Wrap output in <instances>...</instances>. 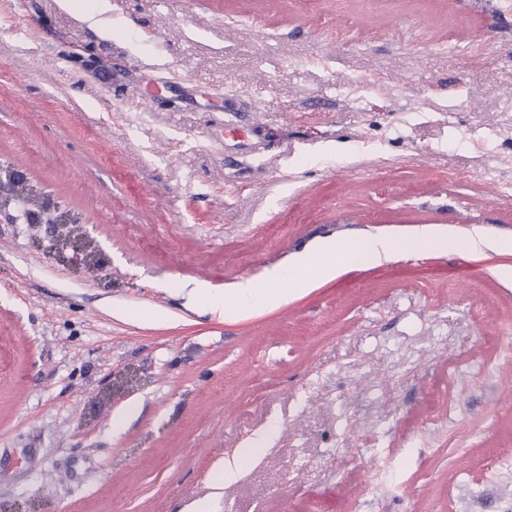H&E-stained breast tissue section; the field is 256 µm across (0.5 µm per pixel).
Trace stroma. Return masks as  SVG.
<instances>
[{
	"label": "stroma",
	"instance_id": "stroma-1",
	"mask_svg": "<svg viewBox=\"0 0 512 512\" xmlns=\"http://www.w3.org/2000/svg\"><path fill=\"white\" fill-rule=\"evenodd\" d=\"M109 2L0 0V161L117 281L0 217V512H512V251L215 311L327 241L512 239V0ZM73 220L71 211L62 208L54 196L49 194L45 196L38 210L28 211L26 214V222L29 224H51L52 227L55 224H60L61 236L53 233L48 236L47 240L37 239L35 243L43 255L62 264L74 273H80V270L85 268V262L90 263L86 241L88 235L80 228L71 239L64 240L62 237L69 234L70 227L61 223H71ZM78 258L82 260L79 265L77 264ZM264 441V437L258 438L249 447L239 448L234 456L225 459L224 465H221L215 472L217 480L223 484L235 481L242 469L260 454Z\"/></svg>",
	"mask_w": 512,
	"mask_h": 512
}]
</instances>
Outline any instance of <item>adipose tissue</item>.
I'll return each mask as SVG.
<instances>
[{
	"instance_id": "ef3b65f1",
	"label": "adipose tissue",
	"mask_w": 512,
	"mask_h": 512,
	"mask_svg": "<svg viewBox=\"0 0 512 512\" xmlns=\"http://www.w3.org/2000/svg\"><path fill=\"white\" fill-rule=\"evenodd\" d=\"M463 248L477 254L486 251L512 249V242L489 235L484 228H473L463 241L422 234L412 239L376 238L354 241L342 248L328 246L318 254L303 257L298 263L296 275L290 279L287 288H272L268 296L272 301L282 302L287 290H298L308 285L311 276H330L340 263H381L398 255H417L428 250Z\"/></svg>"
}]
</instances>
